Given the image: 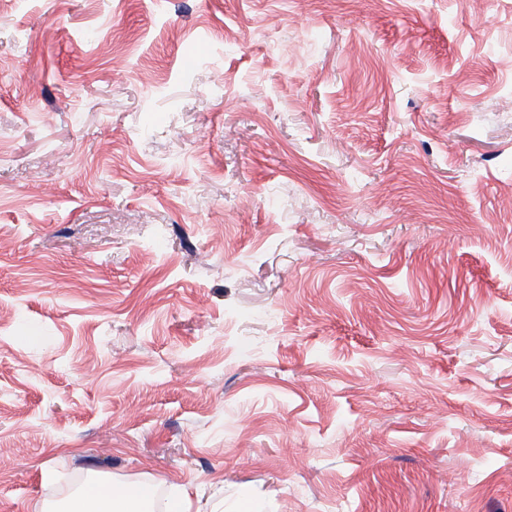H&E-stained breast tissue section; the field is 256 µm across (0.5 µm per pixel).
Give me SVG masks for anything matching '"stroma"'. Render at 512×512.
<instances>
[{"instance_id": "obj_1", "label": "stroma", "mask_w": 512, "mask_h": 512, "mask_svg": "<svg viewBox=\"0 0 512 512\" xmlns=\"http://www.w3.org/2000/svg\"><path fill=\"white\" fill-rule=\"evenodd\" d=\"M512 512V0H0V512ZM153 485L128 483L112 490L101 482L87 484L82 492L67 503L68 512H137L152 495Z\"/></svg>"}]
</instances>
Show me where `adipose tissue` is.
I'll return each mask as SVG.
<instances>
[{"mask_svg": "<svg viewBox=\"0 0 512 512\" xmlns=\"http://www.w3.org/2000/svg\"><path fill=\"white\" fill-rule=\"evenodd\" d=\"M153 487L143 482L128 483L112 489L100 482L87 484L67 503V512H140Z\"/></svg>", "mask_w": 512, "mask_h": 512, "instance_id": "ef3b65f1", "label": "adipose tissue"}]
</instances>
